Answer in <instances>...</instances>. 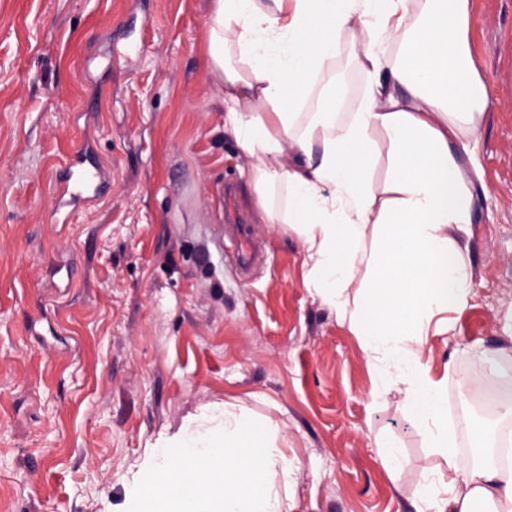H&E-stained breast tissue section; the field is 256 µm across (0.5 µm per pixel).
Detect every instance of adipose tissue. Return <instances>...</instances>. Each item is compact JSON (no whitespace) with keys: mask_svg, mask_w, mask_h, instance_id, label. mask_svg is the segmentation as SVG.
<instances>
[{"mask_svg":"<svg viewBox=\"0 0 512 512\" xmlns=\"http://www.w3.org/2000/svg\"><path fill=\"white\" fill-rule=\"evenodd\" d=\"M211 2L207 53L224 130L253 161L255 207L301 240L305 287L351 314L378 390L402 384L410 421L446 465L422 487L426 512H512V468L459 458L447 383L422 356L441 314L469 294L475 186L459 148L489 98L471 64L469 0ZM344 45L354 84L337 71ZM275 186L283 204L270 201ZM473 437L487 452L511 448L512 405L486 413ZM152 446L132 512L294 508L280 483L295 459L244 409L190 417Z\"/></svg>","mask_w":512,"mask_h":512,"instance_id":"adipose-tissue-1","label":"adipose tissue"}]
</instances>
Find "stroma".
I'll return each instance as SVG.
<instances>
[{"mask_svg":"<svg viewBox=\"0 0 512 512\" xmlns=\"http://www.w3.org/2000/svg\"><path fill=\"white\" fill-rule=\"evenodd\" d=\"M211 0H0V512H128L148 447L188 416L244 408L299 464L294 512H416L444 461L348 322L304 285L299 238L259 219L205 53ZM490 87L468 142L485 196L466 306L423 355L477 457L474 340L512 359V0H470ZM84 144L105 193L57 205ZM260 258L234 262L224 189ZM400 451L386 471L384 446Z\"/></svg>","mask_w":512,"mask_h":512,"instance_id":"1","label":"stroma"}]
</instances>
